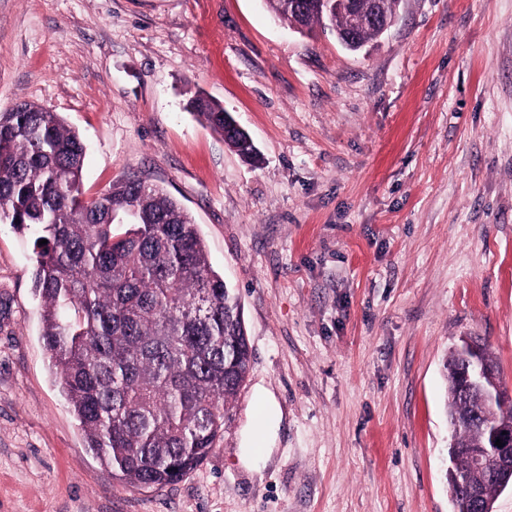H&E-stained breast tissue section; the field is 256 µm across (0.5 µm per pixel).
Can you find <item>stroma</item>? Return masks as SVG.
Instances as JSON below:
<instances>
[{
    "mask_svg": "<svg viewBox=\"0 0 512 512\" xmlns=\"http://www.w3.org/2000/svg\"><path fill=\"white\" fill-rule=\"evenodd\" d=\"M198 91L257 160L189 112ZM20 103L79 134L86 197L137 178L189 211L251 363L201 465L126 485L50 374L31 250L0 223V512H452L449 350L486 343L512 398V0H399L362 52L262 0H0V111Z\"/></svg>",
    "mask_w": 512,
    "mask_h": 512,
    "instance_id": "1",
    "label": "stroma"
}]
</instances>
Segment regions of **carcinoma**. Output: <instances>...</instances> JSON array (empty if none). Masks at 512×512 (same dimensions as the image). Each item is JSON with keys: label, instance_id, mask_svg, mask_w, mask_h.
<instances>
[{"label": "carcinoma", "instance_id": "carcinoma-1", "mask_svg": "<svg viewBox=\"0 0 512 512\" xmlns=\"http://www.w3.org/2000/svg\"><path fill=\"white\" fill-rule=\"evenodd\" d=\"M263 2L310 32L349 25L343 13L303 16L286 0ZM189 106L237 154L256 155L220 103L197 93ZM85 157L58 113L27 103L0 112V223L32 236L43 344L87 447L126 483L162 486L196 468L224 433L250 367L243 310L176 199L138 179L87 200ZM461 364L454 350L444 363L448 418L458 422L450 452L479 446L481 422L512 421L511 404L459 393ZM461 471L469 463L456 454L446 471L454 512H477L457 489ZM470 477L493 508L503 485Z\"/></svg>", "mask_w": 512, "mask_h": 512}]
</instances>
